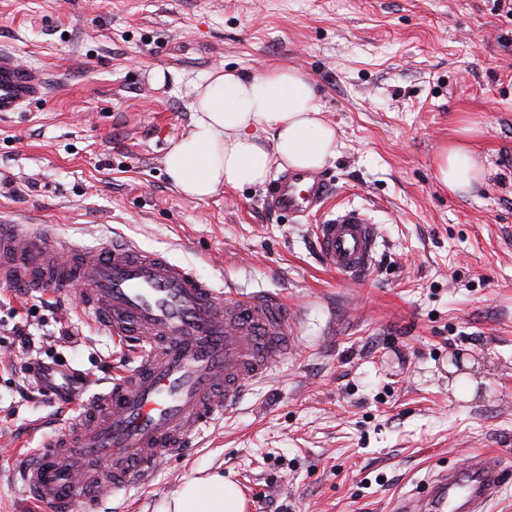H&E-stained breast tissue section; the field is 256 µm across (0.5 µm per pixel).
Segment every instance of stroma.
<instances>
[{
    "mask_svg": "<svg viewBox=\"0 0 512 512\" xmlns=\"http://www.w3.org/2000/svg\"><path fill=\"white\" fill-rule=\"evenodd\" d=\"M495 3L0 0V52L48 81L0 116V224H45L81 246L119 234L215 288L295 311L297 351L98 512H157L215 472L248 512H389L474 454L512 468V17ZM221 67L313 79L336 129L322 169L334 203L377 227L366 279L330 271L315 218L274 213L266 186L200 201L169 182L164 157L192 130L193 88ZM464 120L480 126L485 177L462 196L439 185L434 160ZM137 363L57 295L0 284V512H53L19 497L25 454L97 380ZM40 364L54 385L71 379L72 402L44 388ZM460 373L471 398L455 392Z\"/></svg>",
    "mask_w": 512,
    "mask_h": 512,
    "instance_id": "35a3bbf8",
    "label": "stroma"
}]
</instances>
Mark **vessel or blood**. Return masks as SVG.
<instances>
[{
    "mask_svg": "<svg viewBox=\"0 0 512 512\" xmlns=\"http://www.w3.org/2000/svg\"><path fill=\"white\" fill-rule=\"evenodd\" d=\"M44 89L41 70L0 54V114ZM333 197L324 176L292 169L272 183L267 204L293 217L321 216L315 233L327 266L355 281L371 268L376 227L358 208H333ZM0 284L79 296L82 311L139 353L133 370L94 393L28 458L22 493L55 512H97L105 497L149 482L158 464L190 447L220 409L236 406L295 347L281 299L218 290L121 237L84 247L31 224H0ZM510 484L512 470L480 453L431 476L422 498L397 497L393 512H486Z\"/></svg>",
    "mask_w": 512,
    "mask_h": 512,
    "instance_id": "obj_1",
    "label": "vessel or blood"
}]
</instances>
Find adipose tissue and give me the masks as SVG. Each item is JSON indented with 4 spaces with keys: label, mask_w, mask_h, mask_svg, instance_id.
<instances>
[{
    "label": "adipose tissue",
    "mask_w": 512,
    "mask_h": 512,
    "mask_svg": "<svg viewBox=\"0 0 512 512\" xmlns=\"http://www.w3.org/2000/svg\"><path fill=\"white\" fill-rule=\"evenodd\" d=\"M190 134L174 142L164 165L172 185L202 200L218 191L263 184L271 168L318 170L335 153L336 130L323 121L312 80L297 70L252 76L216 69L195 87ZM465 127L436 157V178L454 194L470 192L484 168ZM247 499L215 473L186 480L160 512H246Z\"/></svg>",
    "instance_id": "obj_1"
}]
</instances>
